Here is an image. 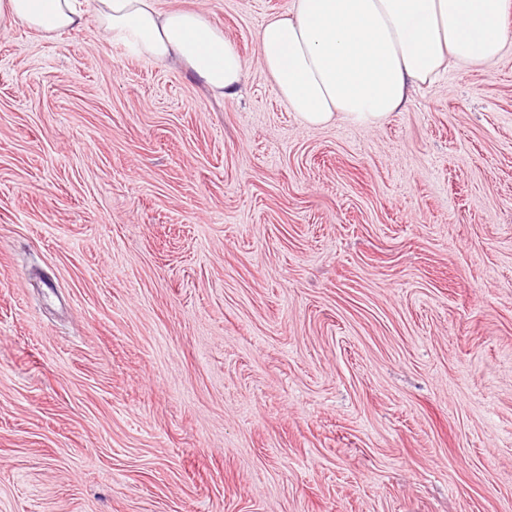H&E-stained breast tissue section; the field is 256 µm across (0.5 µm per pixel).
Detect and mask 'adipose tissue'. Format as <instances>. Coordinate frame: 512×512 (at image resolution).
I'll list each match as a JSON object with an SVG mask.
<instances>
[{"label":"adipose tissue","instance_id":"ef3b65f1","mask_svg":"<svg viewBox=\"0 0 512 512\" xmlns=\"http://www.w3.org/2000/svg\"><path fill=\"white\" fill-rule=\"evenodd\" d=\"M512 0H292L270 18L258 56L280 99L304 124L375 126L405 108L409 89L448 65L487 66L512 40ZM53 34L96 24L141 55L186 63L215 93L234 96L244 62L223 32L158 0H0V28Z\"/></svg>","mask_w":512,"mask_h":512}]
</instances>
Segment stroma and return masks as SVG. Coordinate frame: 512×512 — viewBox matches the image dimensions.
I'll return each mask as SVG.
<instances>
[{
    "mask_svg": "<svg viewBox=\"0 0 512 512\" xmlns=\"http://www.w3.org/2000/svg\"><path fill=\"white\" fill-rule=\"evenodd\" d=\"M174 1L234 97L0 29V512H512V44L310 127Z\"/></svg>",
    "mask_w": 512,
    "mask_h": 512,
    "instance_id": "1",
    "label": "stroma"
}]
</instances>
